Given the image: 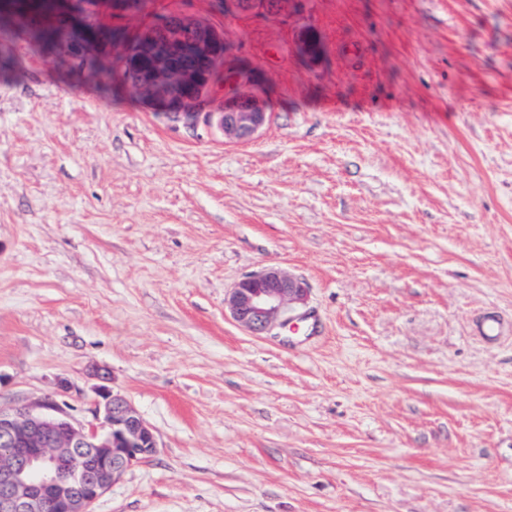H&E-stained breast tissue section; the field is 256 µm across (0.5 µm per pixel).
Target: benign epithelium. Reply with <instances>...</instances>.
<instances>
[{
	"mask_svg": "<svg viewBox=\"0 0 512 512\" xmlns=\"http://www.w3.org/2000/svg\"><path fill=\"white\" fill-rule=\"evenodd\" d=\"M288 0H224V10L278 13ZM96 7L121 17L135 0H98ZM40 14L66 30L95 37L87 0H0L5 12ZM121 54L136 69L133 87L162 106L173 122L217 128L224 138L249 142L270 121L261 94V71L237 60L224 35L184 13L159 20ZM224 89V106L211 108ZM307 301V288L282 267L268 265L241 278L224 299L234 321L254 335L284 328ZM101 428L75 426L63 413L31 407L0 408V512H93V505L136 461L159 448L150 425L121 394H100Z\"/></svg>",
	"mask_w": 512,
	"mask_h": 512,
	"instance_id": "1",
	"label": "benign epithelium"
}]
</instances>
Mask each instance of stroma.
I'll return each mask as SVG.
<instances>
[{"label": "stroma", "mask_w": 512, "mask_h": 512, "mask_svg": "<svg viewBox=\"0 0 512 512\" xmlns=\"http://www.w3.org/2000/svg\"><path fill=\"white\" fill-rule=\"evenodd\" d=\"M180 9L263 70L254 140L0 17V407L130 400L160 448L94 512H512V0H148L82 58ZM265 265L298 331L225 313ZM274 8L270 10L271 4L267 0H225L224 11L239 10V11H258L263 13H278L284 3L288 0H275Z\"/></svg>", "instance_id": "stroma-1"}]
</instances>
